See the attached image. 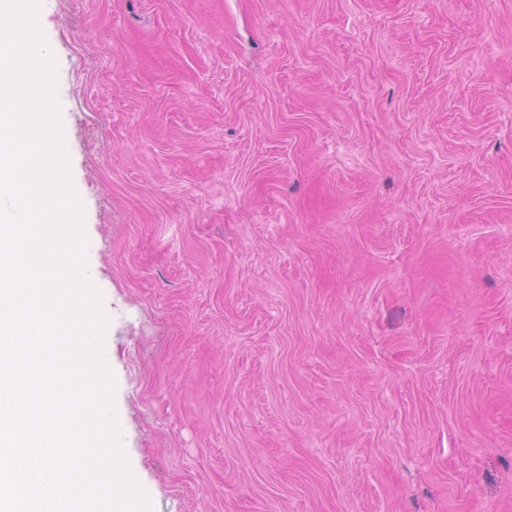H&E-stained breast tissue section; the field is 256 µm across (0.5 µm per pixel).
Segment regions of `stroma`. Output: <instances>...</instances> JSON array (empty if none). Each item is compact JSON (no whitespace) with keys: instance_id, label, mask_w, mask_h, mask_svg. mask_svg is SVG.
<instances>
[{"instance_id":"obj_1","label":"stroma","mask_w":512,"mask_h":512,"mask_svg":"<svg viewBox=\"0 0 512 512\" xmlns=\"http://www.w3.org/2000/svg\"><path fill=\"white\" fill-rule=\"evenodd\" d=\"M151 512H512V0H39Z\"/></svg>"}]
</instances>
